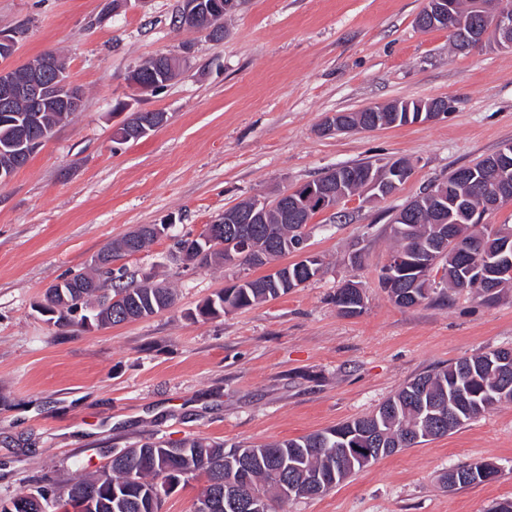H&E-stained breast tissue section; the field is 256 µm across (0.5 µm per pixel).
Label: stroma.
I'll return each mask as SVG.
<instances>
[{"mask_svg": "<svg viewBox=\"0 0 512 512\" xmlns=\"http://www.w3.org/2000/svg\"><path fill=\"white\" fill-rule=\"evenodd\" d=\"M425 0H244L223 40L178 27L182 0H0V29L23 28L11 66L52 51L85 92L11 182L0 185V500L99 473L145 441L202 437L224 445L297 438L367 415L428 370L512 348V289L404 308L379 285L390 222L429 183L512 144V51L461 54L447 31L424 32ZM160 53L186 59L165 87L130 71ZM445 98L447 118L324 136L336 112ZM133 111L166 125L116 144ZM408 159L400 191L317 215L306 231L318 277L276 300L215 319L208 296L262 267L182 263L177 241L225 209L273 199L327 170ZM142 224L164 238L122 265L176 294L152 317L85 331L49 323L35 303L88 270L103 247ZM359 260H352L353 252ZM357 283L359 315L333 301ZM496 464V481L451 491L448 469ZM512 501V402L448 436L380 458L324 496L285 512H495Z\"/></svg>", "mask_w": 512, "mask_h": 512, "instance_id": "35a3bbf8", "label": "stroma"}]
</instances>
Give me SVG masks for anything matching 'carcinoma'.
<instances>
[{
  "label": "carcinoma",
  "mask_w": 512,
  "mask_h": 512,
  "mask_svg": "<svg viewBox=\"0 0 512 512\" xmlns=\"http://www.w3.org/2000/svg\"><path fill=\"white\" fill-rule=\"evenodd\" d=\"M177 69L169 67L162 71L151 61H145L139 69V77L150 85L168 82L175 77ZM417 106L415 100H397L387 104L384 111L377 113L386 126L408 124L403 109ZM11 115H4L0 108V167L6 168L13 148L18 144L16 129L38 123L44 127L56 126L70 116L52 107L40 112L28 111V105L15 102L9 106ZM498 154L488 156L472 166H463L448 175L449 183L455 187V199L447 204L443 217L433 211L434 204L426 193L410 201L411 215L408 221L392 225L395 241L389 257H402V264L411 269L420 257L429 254L441 255L443 276L436 279L430 275L416 281V274L396 273L391 286L386 278L379 275L381 287L387 293L397 294L394 302L401 307H412L428 299L438 286L443 287L439 296H445V289L457 291L477 290L488 302L496 301L501 292L512 287V279L496 284L492 295H487L488 284L476 276L465 277V271L474 263L468 255L448 247V238L458 232L466 237L483 238L480 258L495 261L502 257L499 242L492 236L493 225L483 223L484 212L478 210L479 202L474 197L482 190L480 179L494 176L484 165L496 161ZM374 163L360 162L341 167L342 188L347 193L360 194L365 187L362 173ZM317 214L316 206L305 204L302 217L288 214L283 218L281 209H271L260 224L238 227L227 225L224 231L225 247L209 250L201 238L185 236L177 241L178 252L186 254L185 261L199 265L226 264L228 253L238 256V263L262 266L270 261L298 252L306 240L307 222ZM323 261L308 267L302 262H293L273 275L253 279H242L223 289L214 297L205 300L197 308V315L204 318H218L231 309H243L276 299L298 288L318 275ZM95 273L76 275L58 282L45 293V300L61 314L52 317L61 326L75 325L73 311L80 307L97 321V325H117L127 321V315L147 318L170 307L174 301L171 289L164 286L150 287L145 280L120 266H94ZM111 283L104 288L101 280ZM497 354L488 353L461 359L447 367L422 373L407 382L394 396L388 398L374 414H368L351 421L326 428L297 439H285L269 444L224 447V444L209 442L202 438L187 437L177 446L166 448L159 442L146 441L137 449L119 453L110 461L109 480L103 482L96 499L83 505L85 491L98 480L96 476L79 475L51 490H42L38 495L45 508L58 504H73L80 512H160L161 505L154 503V488L170 474L189 477L203 473L206 484L198 496L194 512H248L243 507L244 497H230L227 479L232 465L237 463L235 455L246 460L241 469L245 488L265 497L271 512H281L287 503L281 486L291 484L296 488L295 497H308L307 491L314 490L313 496H320L337 483L343 481L358 467L351 465L344 452L346 448H412L424 442L415 435L423 425L434 428L436 438L446 436L478 415L494 407V404L479 409L468 405L457 410V416H433L431 407L448 402V391L457 385L464 391L477 395L482 400L495 394L502 378L484 370L486 360Z\"/></svg>",
  "instance_id": "obj_1"
}]
</instances>
